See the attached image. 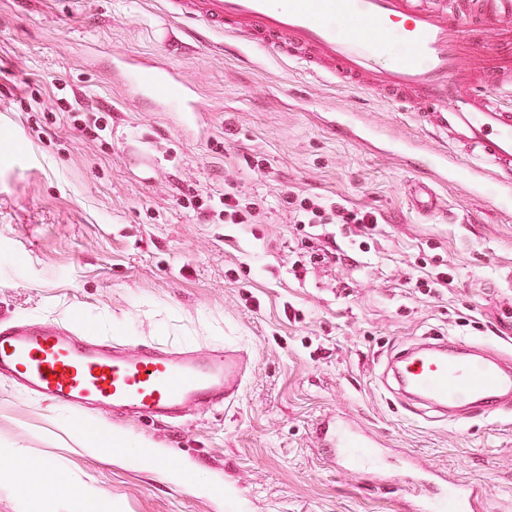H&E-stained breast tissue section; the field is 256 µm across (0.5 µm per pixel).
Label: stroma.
I'll return each mask as SVG.
<instances>
[{
  "mask_svg": "<svg viewBox=\"0 0 512 512\" xmlns=\"http://www.w3.org/2000/svg\"><path fill=\"white\" fill-rule=\"evenodd\" d=\"M166 0H0V317L54 322L74 335L136 347L234 345L250 364L239 401L176 427L83 417L0 378V448L49 462L21 508L0 485V512H48L67 482L101 497L73 512H406L399 462L387 480L330 469L313 428L353 416L390 447L449 478L482 483V512L512 503V413L449 422L406 411L383 384L389 360L432 335L512 355V209L466 179L436 182L447 213L413 208L422 167L407 168L332 132L329 112L361 111L378 130L444 149L409 107L286 58L227 50L220 34L169 16ZM179 69L207 111L181 127L123 90L115 57ZM98 115V138L78 119ZM232 193L259 203L257 223H212L196 202ZM342 200L380 217L361 238L329 224L338 263H309L288 198ZM445 268L427 293L411 267ZM148 444L181 482L85 449Z\"/></svg>",
  "mask_w": 512,
  "mask_h": 512,
  "instance_id": "stroma-1",
  "label": "stroma"
}]
</instances>
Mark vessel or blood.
Listing matches in <instances>:
<instances>
[{
	"instance_id": "obj_1",
	"label": "vessel or blood",
	"mask_w": 512,
	"mask_h": 512,
	"mask_svg": "<svg viewBox=\"0 0 512 512\" xmlns=\"http://www.w3.org/2000/svg\"><path fill=\"white\" fill-rule=\"evenodd\" d=\"M168 12L235 43L303 62L310 77L341 81L407 102L420 125L468 154L512 189V0H168ZM493 29L495 44L478 34ZM120 81L159 111L189 123L203 110L169 65L128 55ZM426 215L443 206L427 183L413 192ZM394 389L414 414L457 420L512 409V360L449 338L406 349L389 363ZM247 369L233 349L131 348L64 335L56 327L0 325V377L54 405L84 413L178 424L192 407L231 403ZM331 466L366 469L379 440L352 419L328 415L314 428ZM419 512H476L482 486L425 468L407 475Z\"/></svg>"
}]
</instances>
